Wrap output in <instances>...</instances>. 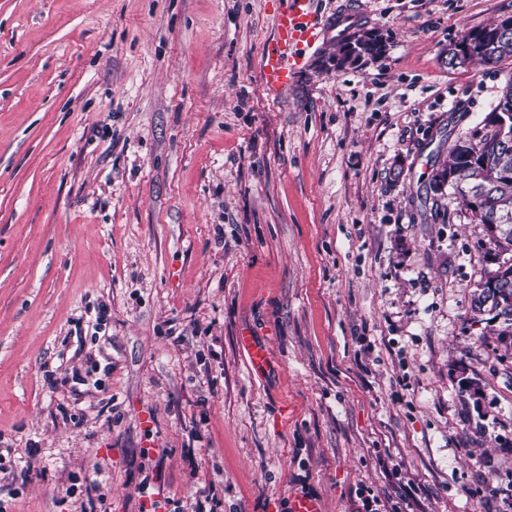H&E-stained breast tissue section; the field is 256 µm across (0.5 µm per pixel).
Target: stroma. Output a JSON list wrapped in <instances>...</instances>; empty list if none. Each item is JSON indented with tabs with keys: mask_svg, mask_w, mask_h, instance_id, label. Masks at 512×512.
Here are the masks:
<instances>
[{
	"mask_svg": "<svg viewBox=\"0 0 512 512\" xmlns=\"http://www.w3.org/2000/svg\"><path fill=\"white\" fill-rule=\"evenodd\" d=\"M282 4L0 0V512H138L146 478L182 512H512L486 229L426 192L512 75L448 49L512 0H316L385 50L329 38L274 93ZM101 347L100 388L49 387Z\"/></svg>",
	"mask_w": 512,
	"mask_h": 512,
	"instance_id": "obj_1",
	"label": "stroma"
}]
</instances>
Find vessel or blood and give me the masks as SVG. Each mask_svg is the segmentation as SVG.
<instances>
[{
	"instance_id": "1",
	"label": "vessel or blood",
	"mask_w": 512,
	"mask_h": 512,
	"mask_svg": "<svg viewBox=\"0 0 512 512\" xmlns=\"http://www.w3.org/2000/svg\"><path fill=\"white\" fill-rule=\"evenodd\" d=\"M350 13L331 18L317 12L315 0H285L276 16V35L268 45L261 64L266 88L285 89L303 67L312 51L330 34H344L354 23Z\"/></svg>"
}]
</instances>
